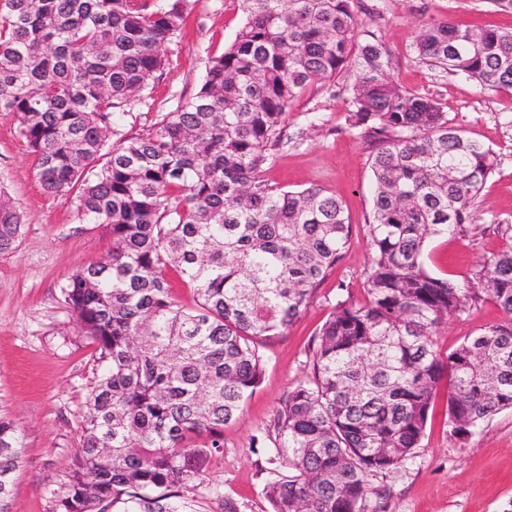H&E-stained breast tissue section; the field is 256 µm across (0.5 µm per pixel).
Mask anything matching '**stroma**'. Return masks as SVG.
<instances>
[{
	"mask_svg": "<svg viewBox=\"0 0 512 512\" xmlns=\"http://www.w3.org/2000/svg\"><path fill=\"white\" fill-rule=\"evenodd\" d=\"M359 35L376 36L390 59L389 75L403 88L432 96L466 134L490 147L497 166L476 203L478 228L469 237H437L425 263L435 275L463 281L475 264L502 249L495 227L512 224V92L481 90L472 80L419 61L416 30L434 19L462 27L512 28V0H360ZM239 0H190L181 34L143 98L124 114L120 132L147 135L162 116L203 84L211 56L229 45L242 25ZM352 70L308 87L290 105L263 169L268 183L288 191L312 185L336 195L353 224L350 247L319 284L307 310L283 334L259 343L262 381L236 422L224 428V446L203 474L188 484L203 512H217L216 495L236 499L245 512H269L265 485L274 477L276 451L265 437L281 399L306 373L308 345L346 283L362 295L370 250L366 223L372 208L370 149L350 127L344 90ZM0 192L22 214V233L0 252V414L16 424L22 458L13 474L9 512H55L78 442L86 397L102 368L95 346L66 307L67 276L107 255L112 240L100 224L77 217L74 194L52 195L41 186L35 157L15 116L0 112ZM502 310L485 301L451 317L437 330L442 352L500 323ZM448 387L440 385L425 435L414 458L393 476L373 478L385 489L370 498L371 512H512V410L487 421L466 440L447 423Z\"/></svg>",
	"mask_w": 512,
	"mask_h": 512,
	"instance_id": "35a3bbf8",
	"label": "stroma"
}]
</instances>
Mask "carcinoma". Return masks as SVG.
I'll return each mask as SVG.
<instances>
[{"label":"carcinoma","instance_id":"obj_1","mask_svg":"<svg viewBox=\"0 0 512 512\" xmlns=\"http://www.w3.org/2000/svg\"><path fill=\"white\" fill-rule=\"evenodd\" d=\"M187 2L0 0V112L18 118L43 189L77 191L79 220L112 238L109 261L62 288L107 366L56 512H197L183 485L206 471L259 386L256 339L298 319L352 240L336 196L262 176L291 103L348 67L347 121L369 143L374 183L365 298L338 285L347 295L314 334L311 370L266 427L284 471L265 495L272 512H367L382 496L371 478L414 457L443 379L460 439L512 410V224L496 225L508 244L462 284L425 265L431 238L475 230L496 153L436 99L389 78L383 45L358 40L357 0H240L245 22L195 96L147 135L108 142L164 68ZM413 48L430 66L512 91V30L428 22ZM21 226L0 200V252ZM171 271L195 288L196 306L174 301ZM486 299L504 321L441 353L438 326ZM22 448L0 416V512Z\"/></svg>","mask_w":512,"mask_h":512}]
</instances>
